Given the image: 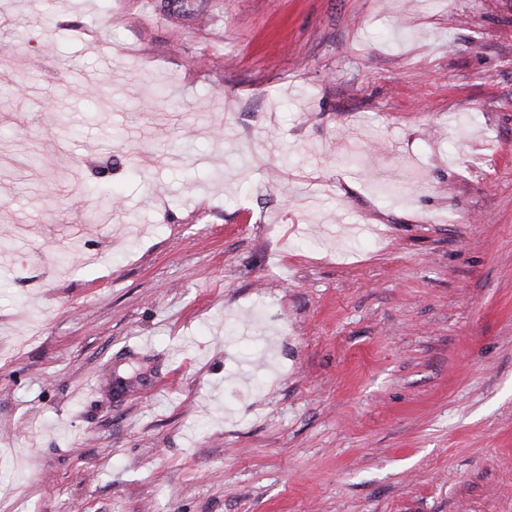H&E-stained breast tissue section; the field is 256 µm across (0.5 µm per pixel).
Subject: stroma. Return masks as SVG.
Wrapping results in <instances>:
<instances>
[{
	"mask_svg": "<svg viewBox=\"0 0 512 512\" xmlns=\"http://www.w3.org/2000/svg\"><path fill=\"white\" fill-rule=\"evenodd\" d=\"M0 512H512V0H0Z\"/></svg>",
	"mask_w": 512,
	"mask_h": 512,
	"instance_id": "obj_1",
	"label": "stroma"
}]
</instances>
